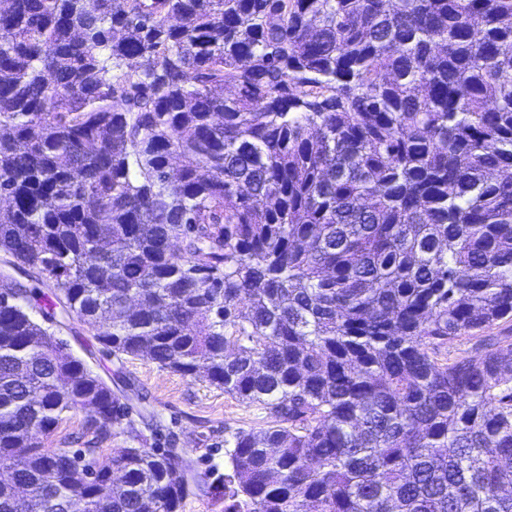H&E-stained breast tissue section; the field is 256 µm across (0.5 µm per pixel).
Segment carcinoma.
Here are the masks:
<instances>
[{"label": "carcinoma", "mask_w": 512, "mask_h": 512, "mask_svg": "<svg viewBox=\"0 0 512 512\" xmlns=\"http://www.w3.org/2000/svg\"><path fill=\"white\" fill-rule=\"evenodd\" d=\"M1 198L0 512L189 491L30 442L90 402L147 442L34 311L262 406L224 512H512V0H11Z\"/></svg>", "instance_id": "carcinoma-1"}]
</instances>
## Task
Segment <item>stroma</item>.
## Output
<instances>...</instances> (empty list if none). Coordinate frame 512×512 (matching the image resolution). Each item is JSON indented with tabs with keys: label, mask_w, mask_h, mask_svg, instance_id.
Masks as SVG:
<instances>
[{
	"label": "stroma",
	"mask_w": 512,
	"mask_h": 512,
	"mask_svg": "<svg viewBox=\"0 0 512 512\" xmlns=\"http://www.w3.org/2000/svg\"><path fill=\"white\" fill-rule=\"evenodd\" d=\"M58 337L94 374L111 381L116 373H123L146 396L154 421L147 434L149 447L175 452L190 468L192 492L181 512H224L223 484L228 470L224 438L240 430L266 427L268 416L262 406L238 401L206 376L185 377L145 358L110 355L77 319H69ZM87 423L82 408L71 409L42 437V448L48 452L78 449L77 438Z\"/></svg>",
	"instance_id": "stroma-1"
}]
</instances>
